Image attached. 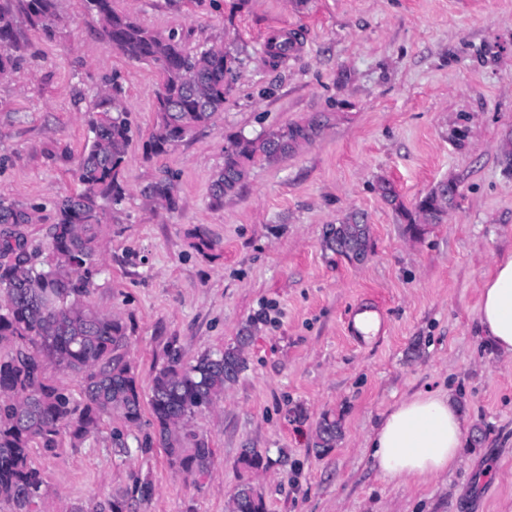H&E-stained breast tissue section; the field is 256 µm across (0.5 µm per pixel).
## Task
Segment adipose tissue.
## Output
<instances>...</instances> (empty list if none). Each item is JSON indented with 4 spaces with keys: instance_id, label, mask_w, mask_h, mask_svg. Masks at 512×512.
<instances>
[{
    "instance_id": "adipose-tissue-1",
    "label": "adipose tissue",
    "mask_w": 512,
    "mask_h": 512,
    "mask_svg": "<svg viewBox=\"0 0 512 512\" xmlns=\"http://www.w3.org/2000/svg\"><path fill=\"white\" fill-rule=\"evenodd\" d=\"M478 316L496 352L512 358V255L497 260L486 275ZM467 432L455 394L426 391L394 404L373 428L368 446L374 467L385 480L423 482L457 467Z\"/></svg>"
}]
</instances>
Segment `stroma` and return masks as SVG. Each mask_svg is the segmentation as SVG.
Instances as JSON below:
<instances>
[{"label":"stroma","mask_w":512,"mask_h":512,"mask_svg":"<svg viewBox=\"0 0 512 512\" xmlns=\"http://www.w3.org/2000/svg\"><path fill=\"white\" fill-rule=\"evenodd\" d=\"M55 6L64 27L48 40L20 24L17 68L0 78V200L39 216L20 229L27 255L44 261L89 121L120 84L134 143L92 304L126 323L145 393L168 344L190 361L243 328L252 340L237 381L193 420L216 450L208 474H181L160 448L118 453L107 426L80 447L35 451L40 512H92L135 474L154 487L135 512H231L245 479L265 512H512V359L478 321L485 274L512 254V0H115L143 26L182 34L187 50L243 57L214 123L151 156L157 68L113 49L83 0ZM276 30L297 43L272 66ZM314 115L326 125L313 143L255 165L238 194L212 202L230 134ZM166 174L172 210L144 195ZM384 180L410 210L444 182L457 195L443 223L413 226L382 197ZM353 213L369 226L360 263L326 243ZM202 233L212 249H199ZM365 309L382 326L358 341L348 324ZM448 388L469 423L460 464L421 484L380 478L366 446L380 416ZM326 416L340 435L318 448ZM246 448L262 468H242Z\"/></svg>","instance_id":"1"}]
</instances>
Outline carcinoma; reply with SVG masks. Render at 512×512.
I'll return each mask as SVG.
<instances>
[{"label": "carcinoma", "instance_id": "1", "mask_svg": "<svg viewBox=\"0 0 512 512\" xmlns=\"http://www.w3.org/2000/svg\"><path fill=\"white\" fill-rule=\"evenodd\" d=\"M102 24L113 49L134 60L153 63L159 73L155 91V131L149 147L158 155L174 150L197 129L224 112L231 81L228 73L240 59L212 45L186 51L175 34L163 36L114 8V0H84ZM50 39L59 25L55 0H3L0 3V78L12 74L16 53L17 15ZM293 48V39L278 36L267 51L276 66ZM121 87L103 96L109 108L89 125L90 136L78 159L81 189L56 203V221L49 229V255L41 268L29 264L16 230L0 232V504L9 512H37L47 493L45 479L32 460L33 449L51 452L63 437L78 447L97 434L104 419L118 415L122 426L112 431V443L129 451L125 432L141 425L143 399L128 355L126 324L102 314L88 302L95 278L101 273L102 240L115 206L124 199L123 164L133 143L131 124L120 98ZM325 120L312 117L249 138L231 137L224 148V167L211 183V197L220 202L235 193L258 162L275 163L312 143ZM151 204L171 209L176 186L168 177L148 187ZM445 210L429 193L414 212L403 211L410 224H439ZM34 221L27 209L0 200V224L20 227ZM369 227L352 214L330 230L328 245L340 253L346 247L366 248ZM209 351L191 362L174 346L155 371L148 401L154 432L136 439L146 452L164 449L169 465L187 475H204L215 456L191 421L212 408L245 370L242 348ZM67 373L79 383V395L50 375ZM336 421L323 418L318 439L328 446L336 440ZM153 493L147 479H134L131 493L112 496L100 512H130L131 499L146 500ZM232 512H264L261 496L248 484L232 496Z\"/></svg>", "mask_w": 512, "mask_h": 512}]
</instances>
